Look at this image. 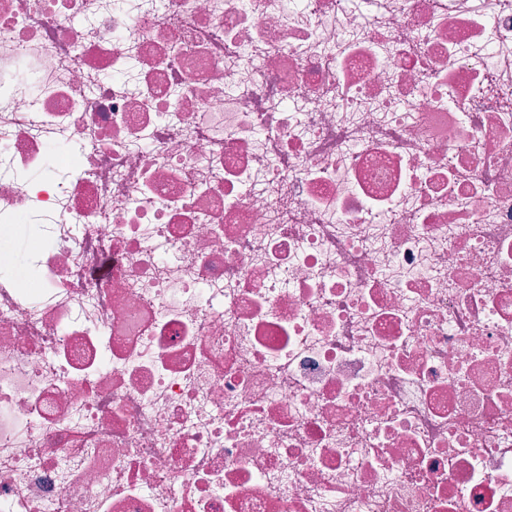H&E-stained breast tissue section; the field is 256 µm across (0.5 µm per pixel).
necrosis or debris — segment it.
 Returning a JSON list of instances; mask_svg holds the SVG:
<instances>
[{
    "label": "necrosis or debris",
    "mask_w": 512,
    "mask_h": 512,
    "mask_svg": "<svg viewBox=\"0 0 512 512\" xmlns=\"http://www.w3.org/2000/svg\"><path fill=\"white\" fill-rule=\"evenodd\" d=\"M0 148V512H512L507 0H0Z\"/></svg>",
    "instance_id": "obj_1"
}]
</instances>
